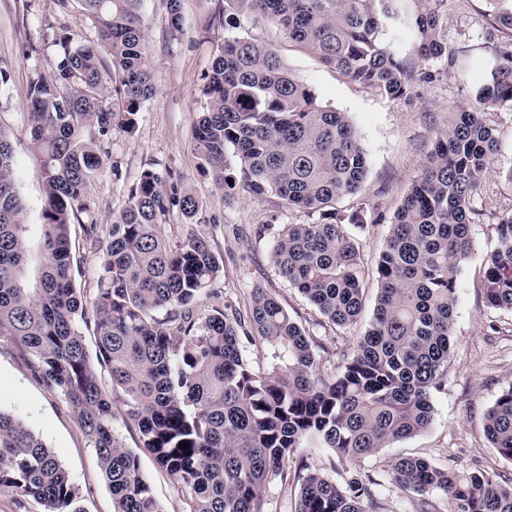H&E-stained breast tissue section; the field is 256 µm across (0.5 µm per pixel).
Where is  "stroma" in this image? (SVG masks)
I'll use <instances>...</instances> for the list:
<instances>
[{
    "mask_svg": "<svg viewBox=\"0 0 512 512\" xmlns=\"http://www.w3.org/2000/svg\"><path fill=\"white\" fill-rule=\"evenodd\" d=\"M440 15L441 41L458 53L456 71L447 57L423 60L411 45L402 52L414 70L434 74L432 83L412 80L406 97L391 99L369 93L288 41L277 25L244 21L239 33L271 44L285 66L310 87L319 102L346 113L367 158L366 178L356 197L342 208L361 209L365 224L354 235L363 259L365 308L373 310L377 294L375 261L384 249L392 217L411 184L419 177L437 133L470 104L475 90L489 77L492 52L512 47V40L493 28L482 0H432ZM224 0H182V29L170 33L167 0H144L143 25L153 99L140 113L134 135L113 133L102 177L92 189L94 205L84 221L108 227L119 213L143 169H156L166 186L192 191L201 201L195 228L214 238L224 259L216 284L221 304L248 311L251 293L263 287L276 296L292 317L306 327L322 358L340 363L350 353L365 323L346 329L321 325V316L308 300L279 276L270 258V237L260 234L266 224H295L304 212L284 207L273 196L243 193L223 202L193 150V128L206 105L203 77L224 41L218 16ZM92 36L91 20L78 8L61 12L56 0H0V69L9 74L0 85V131L14 150L17 188L24 208L30 251L27 271L36 278L44 261L42 238L44 192L41 159L28 135V92L62 53V33ZM499 151L474 200L477 214L470 226L473 250L458 271V304L453 326V352L443 389L433 392L431 426L422 434L391 443L367 459L365 468L383 473L401 455L424 456L457 469L480 470L512 478V462L503 459L483 431L484 416L499 393L512 385V312L488 307L483 265L497 246L496 226L512 215V109L493 111ZM383 223H374V213ZM72 272L85 298H92L102 271L104 254L86 244L79 227L71 229ZM0 410L22 420L69 471L84 512H113L112 493L98 457L87 444L78 420L63 396L49 392L32 370L23 346L0 336ZM142 472L165 512H189L190 496L149 454L140 456ZM329 477L347 470L345 460L321 448L289 455L283 473L300 465Z\"/></svg>",
    "mask_w": 512,
    "mask_h": 512,
    "instance_id": "obj_1",
    "label": "stroma"
}]
</instances>
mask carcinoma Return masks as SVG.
Returning a JSON list of instances; mask_svg holds the SVG:
<instances>
[{
  "label": "carcinoma",
  "mask_w": 512,
  "mask_h": 512,
  "mask_svg": "<svg viewBox=\"0 0 512 512\" xmlns=\"http://www.w3.org/2000/svg\"><path fill=\"white\" fill-rule=\"evenodd\" d=\"M79 2L96 39L59 37L63 55L29 89L28 133L41 155L45 226L38 285L23 284L28 242L9 138L0 133V333L25 347L31 367L75 412L112 490L115 512H164L139 456L120 441L121 419L191 496L190 512H270L266 481L281 460L316 440L359 463L389 443L427 430L431 392L444 386L453 347L457 271L472 247L473 207L498 138L489 109L512 108V51L495 55L488 81L455 123L437 135L421 175L391 220L376 264L378 293L369 328L341 363L326 366L305 327L261 288L247 316L215 304L223 259L193 229L200 203L165 189L144 170L125 208L100 236L83 224L89 187L102 176L112 132H136L154 89L142 23L143 0ZM431 0H224L227 36L204 75L206 107L193 148L203 172L230 201L240 191L275 196L315 216L270 227L279 275L339 328L364 308L362 261L352 227L359 212L338 207L358 195L367 158L347 114L322 105L269 44L234 30L247 15L276 24L288 40L363 88L399 99L412 74L399 42L423 59L453 52L439 38ZM485 14L512 38V0H484ZM177 208L186 232L166 234ZM104 248L92 304L95 357L78 321L86 308L72 277L71 226ZM484 266L485 299L512 311V215L496 225ZM265 347L254 370L243 339ZM106 370L112 392L101 385ZM498 454L512 461V386L484 417ZM189 443L182 449L179 443ZM390 484L420 497V512H512V478L458 472L416 456L390 461ZM295 512H381L382 483L348 470L333 479L298 473ZM0 490L33 498L48 512H83L65 467L23 422L0 410Z\"/></svg>",
  "instance_id": "cac0c4a2"
}]
</instances>
